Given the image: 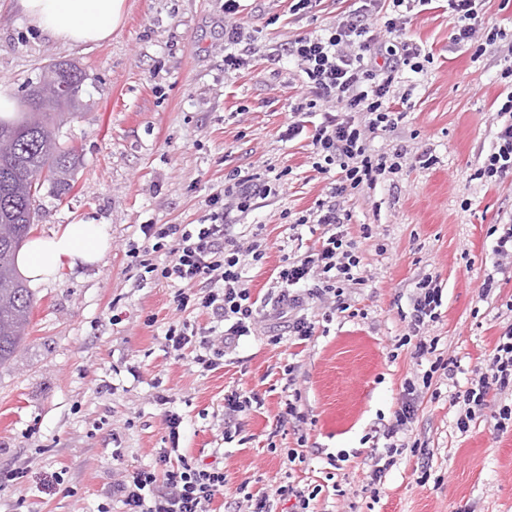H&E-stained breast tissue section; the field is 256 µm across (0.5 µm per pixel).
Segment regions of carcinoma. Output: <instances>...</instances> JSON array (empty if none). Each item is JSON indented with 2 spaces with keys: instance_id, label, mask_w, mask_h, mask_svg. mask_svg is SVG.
I'll use <instances>...</instances> for the list:
<instances>
[{
  "instance_id": "cac0c4a2",
  "label": "carcinoma",
  "mask_w": 512,
  "mask_h": 512,
  "mask_svg": "<svg viewBox=\"0 0 512 512\" xmlns=\"http://www.w3.org/2000/svg\"><path fill=\"white\" fill-rule=\"evenodd\" d=\"M68 101H58L32 124L27 113L17 119H0V138L12 141L13 156L0 158V224L8 225L13 238L0 239V365L20 345L37 301L27 280L13 276L18 244L26 242L39 217L29 195L33 181L46 175L50 193L62 200L74 188L79 155L59 140Z\"/></svg>"
}]
</instances>
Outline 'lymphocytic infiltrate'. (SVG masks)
<instances>
[{"mask_svg":"<svg viewBox=\"0 0 512 512\" xmlns=\"http://www.w3.org/2000/svg\"><path fill=\"white\" fill-rule=\"evenodd\" d=\"M397 7V16L375 26L385 3ZM414 0H348L335 23L318 32L307 33L274 50V58L295 60L301 71V85L290 104L280 138L289 142L309 136L315 157L314 167L322 173L335 172L328 198L312 213L296 218V225L317 224L324 234L318 244L297 258L283 257L276 268L279 293L272 297L270 310L258 306L245 276L243 254L261 261L265 250L259 241L242 246L228 237L223 223L231 213L246 214L257 199L279 194L280 186L263 172L233 171L224 179L222 193L209 197V224L198 231L182 224H144L142 242L131 243L127 255L145 273L176 283L173 296L178 320L169 325L164 339L177 356H189L200 372L217 370L224 357L241 337L251 335L257 323L275 318L298 340L313 336L316 323L305 314L308 303L331 304L333 310L350 308V291L363 285L356 244L348 239L343 226L350 216L342 200L347 192L376 185L380 179L402 168L399 154L379 153L371 142L392 131L404 117L392 89L395 73L407 70L423 73L428 60L410 34L412 16L401 14ZM239 0H224V69L236 71L244 65L241 44L254 35L238 20ZM450 38L469 43L478 36L494 41L500 35L488 26L478 8V0H448ZM381 18V17H380ZM320 114L315 127L306 118ZM493 141L483 165L475 176L495 182L512 173V95L492 115ZM442 305V290L436 276L427 274L416 284L409 314V338L414 339L413 356L430 358L431 364L421 382L407 381L401 406L389 435L405 430L415 416L421 388L432 385L435 374L446 379L456 375L454 360L437 357L436 340L427 338L425 329L436 322ZM206 314L211 327L183 320L182 312ZM223 326L222 339L213 336L215 326ZM512 391V324L506 326L493 352L489 368L478 372L469 386L455 394L460 408L456 427L467 432L476 415L490 410V397ZM153 400L165 409L168 447L156 449L150 464L131 471L112 486L126 512H212L211 505L225 495L227 481L223 468L182 453V416L171 410L168 390L156 391ZM248 512H276L278 503H289V512H314L312 498L305 490L280 483L269 491L246 499Z\"/></svg>","mask_w":512,"mask_h":512,"instance_id":"1","label":"lymphocytic infiltrate"}]
</instances>
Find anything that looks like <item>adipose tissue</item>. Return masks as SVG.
I'll use <instances>...</instances> for the list:
<instances>
[{
  "instance_id": "obj_1",
  "label": "adipose tissue",
  "mask_w": 512,
  "mask_h": 512,
  "mask_svg": "<svg viewBox=\"0 0 512 512\" xmlns=\"http://www.w3.org/2000/svg\"><path fill=\"white\" fill-rule=\"evenodd\" d=\"M23 15L58 41L86 45L109 38L119 25L125 0H18ZM109 247L99 224H66L47 237L31 239L16 255L32 283L55 278L63 269L96 263Z\"/></svg>"
}]
</instances>
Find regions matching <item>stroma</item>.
<instances>
[{
	"mask_svg": "<svg viewBox=\"0 0 512 512\" xmlns=\"http://www.w3.org/2000/svg\"><path fill=\"white\" fill-rule=\"evenodd\" d=\"M241 5L259 36L247 65L228 73L224 0H125L108 39L77 46L39 33L14 0H0V80L12 84L17 102L50 63L73 62L86 74L87 106L60 130L80 156L75 188L60 201L41 190L33 234L94 223L110 237L97 263L34 285L32 324L0 365V470L25 473L0 489V512H97L104 502L124 512L107 498L113 482L150 463L167 437L165 409L152 399L156 379L184 418L181 448L220 462L229 490L256 495L290 482L317 490L316 512H512V431L493 430L485 414L460 433L452 401L475 367L488 366L512 324V265L493 268L490 235L492 226L512 222V174L494 184L475 177L493 141L491 115L512 94V77L501 76L512 70V5L481 0L486 22L504 36L479 50L451 42L448 0H429L415 16L411 33L432 61L426 73L395 79L406 116L372 142L377 151L402 153V169L344 202L366 279L351 295L352 314L314 305V335L277 345L269 341L272 323L263 322L241 337L222 369L202 373L165 346L175 285L142 279L129 263L140 225L203 223L205 201L223 190L226 174L270 166L283 177V193L232 214L228 228L240 243H267L263 263L246 268L253 296L264 301L283 255H303L321 236L320 226L294 230L290 221L315 210L332 180L315 170L308 139L278 137L300 70L294 61H273L270 50L333 22L343 0H321L303 15L290 0ZM426 151L435 159L428 167L416 161ZM427 273L442 290L428 334L458 371L451 381L433 378L417 404L411 429L427 444L425 460L385 431L405 381L424 372L402 338L415 284ZM489 273L498 286L482 300L478 286ZM133 367L141 378L130 375ZM236 387L259 389L264 404L228 442L224 393ZM292 388L308 418L300 429L278 422ZM391 443L399 447L395 463L372 483L370 453ZM117 445L121 467L112 459ZM294 447L303 461L285 464ZM59 471L63 484L48 488Z\"/></svg>",
	"mask_w": 512,
	"mask_h": 512,
	"instance_id": "35a3bbf8",
	"label": "stroma"
}]
</instances>
